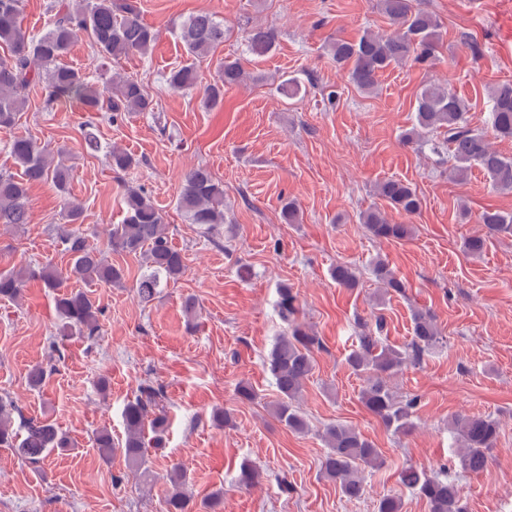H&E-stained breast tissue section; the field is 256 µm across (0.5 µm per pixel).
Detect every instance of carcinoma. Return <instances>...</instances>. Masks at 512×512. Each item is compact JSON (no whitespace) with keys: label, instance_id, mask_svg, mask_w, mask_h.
Segmentation results:
<instances>
[{"label":"carcinoma","instance_id":"carcinoma-1","mask_svg":"<svg viewBox=\"0 0 512 512\" xmlns=\"http://www.w3.org/2000/svg\"><path fill=\"white\" fill-rule=\"evenodd\" d=\"M21 2L0 0V46L7 49L0 54V130L8 131L17 124L20 112L27 107L30 89L42 83L46 84V105L65 101L84 112H102L112 122L126 112L155 111L156 103L141 81L112 72V63L130 55L144 57L156 44L157 33L143 22L138 0H51L48 10L52 20L39 36L23 28ZM380 7L388 18L390 31L380 34L366 30L354 40L339 39L330 45L333 61L347 69L350 81L366 93L377 88L378 76L391 67L405 62L431 66L437 59L440 23L433 14L417 7V0H380ZM81 35L89 39L99 56L100 88L92 87L81 70L62 63ZM180 39L188 59L169 72L167 82L174 90H191L198 83L197 62L224 42V22L212 13H197L183 22ZM277 41L278 32L271 27L253 24L246 28V52L255 59L271 54ZM243 78L238 59H224L213 82L203 90L206 105L216 108L223 104L224 89L240 84ZM489 99L490 125L495 136L512 140V83L492 87ZM467 112L469 106L456 94L426 85L416 94L415 123L401 138L419 148L427 146L436 154L446 152L448 169L455 179L465 177L476 167L492 189L512 192V156L493 149L486 133L471 126ZM8 148L22 177L10 171L0 172V224L18 228L30 223L28 186L52 183L65 198L61 242L70 256L69 277L110 286L123 284L124 270L108 259L109 251L138 254L145 259L144 270L135 284L143 302L152 301L160 289L183 277L184 257L168 243L163 211L142 188L131 187L124 193L123 220L111 225L103 250L91 245L78 228L83 223V209L70 200V171L60 160L63 151L40 146L26 135L12 137ZM109 161L117 174L139 166V160L117 147L109 152ZM377 195L391 209L407 216L417 214L422 206L416 189L398 179L380 183ZM176 206L189 223L209 233L225 221L224 184L208 166L193 167L182 178ZM361 220L376 240L401 241L412 233V225L392 223L379 208L364 212ZM479 221L486 233L464 243L465 252L472 256L481 255L492 236L512 234V214L485 211ZM373 273L386 291L405 293L404 283L386 260L376 258ZM332 277L344 288L358 283L355 271L348 265L336 266ZM30 280L39 281L52 294L60 335H98L102 309L83 289H62V275L50 264L1 271L0 299L16 300ZM278 294L279 315L288 325V332L276 341L264 364L279 393L276 417L288 429L302 432L308 429V423L296 400L313 374V353L321 341L297 322L298 298L293 289L282 284ZM383 324L381 315L372 324L358 321V345L347 355L346 363L363 382L364 407L387 429L407 435L414 429L418 398H397L388 381L407 366L420 364L424 354L442 342V335L434 317L426 311L413 313V336L403 347L381 340L378 333ZM162 398V387L151 381L141 383L135 397L123 408L124 441L115 444L106 428L94 434L100 456L108 459L113 448H122L128 463L140 470L145 483L154 480L152 472L144 467L147 448L164 447L169 430L168 418L159 409ZM14 410L13 401L0 397V448H9L18 458L40 464L56 450L76 447L73 439L49 419L22 416L20 429H14L9 417ZM451 428L463 444L458 455L461 469L469 474L482 472L498 439V423L484 415H455ZM322 438L327 448L321 462L323 476L338 483L346 498H360L365 470L383 465L380 449L354 427L342 423L327 426ZM170 480L166 512H196V504L183 490L180 466H174ZM399 481L426 500L429 512H468L453 480L429 476L410 466L400 471Z\"/></svg>","mask_w":512,"mask_h":512}]
</instances>
